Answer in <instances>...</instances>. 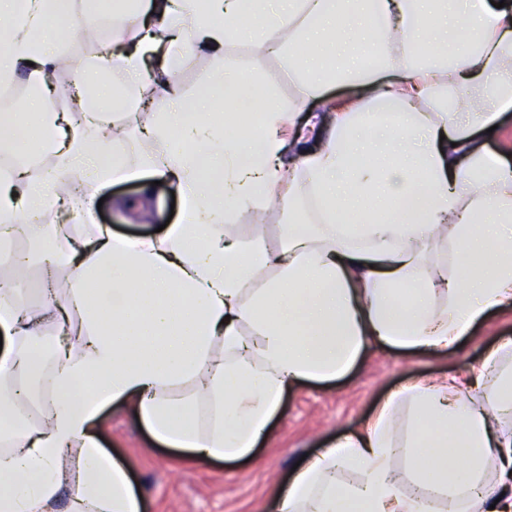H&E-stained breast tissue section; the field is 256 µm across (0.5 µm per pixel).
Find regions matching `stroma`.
I'll use <instances>...</instances> for the list:
<instances>
[{
    "instance_id": "stroma-1",
    "label": "stroma",
    "mask_w": 512,
    "mask_h": 512,
    "mask_svg": "<svg viewBox=\"0 0 512 512\" xmlns=\"http://www.w3.org/2000/svg\"><path fill=\"white\" fill-rule=\"evenodd\" d=\"M218 70L235 78L249 75L283 103L295 94L284 57L268 51L259 40L242 39L225 45L216 55L191 52L174 75L182 98L197 103ZM139 193V181L114 182L95 214L96 223L111 225L115 234L127 238L154 233L171 213L173 191L158 185L157 206L136 219L125 204ZM236 221L266 225L274 241L285 224H313L317 218L298 202L290 207L272 204L243 209ZM506 336L512 337V307L489 314L458 349L447 353L369 349L344 378L330 384L305 383L289 390L266 439L243 462L191 460L188 452L157 443L137 413L119 404L102 410L99 440L132 479L142 502L141 512H277L280 487L302 456L328 447L343 433L365 427L388 394L405 382L448 374L465 376L478 370L486 349Z\"/></svg>"
}]
</instances>
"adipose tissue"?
<instances>
[{"instance_id": "obj_1", "label": "adipose tissue", "mask_w": 512, "mask_h": 512, "mask_svg": "<svg viewBox=\"0 0 512 512\" xmlns=\"http://www.w3.org/2000/svg\"><path fill=\"white\" fill-rule=\"evenodd\" d=\"M72 10L73 0H0V85L25 66L39 88L22 113H0V141H18L28 112L55 145L50 167L0 173V512H51L65 490L69 512H141L100 445L108 404L132 405L156 439L194 459L237 460L296 384L339 379L373 346L454 350L512 306V166L477 137L512 110V0H208L204 14L196 0H149L128 10L107 63L135 111L151 115L152 181L183 201L179 223L138 239L93 221L97 196L130 170L102 162L124 129L98 67H77L62 49ZM270 27L296 94L264 109L260 135L223 74L205 111L173 82L143 79L145 57L171 75L187 47L218 53ZM135 30L133 51L116 52ZM361 40L376 64L353 51ZM65 69L76 74L68 88L56 83ZM335 84L349 89L345 104L303 115ZM63 95L71 107L60 112ZM228 119L237 132L225 133ZM288 146L301 163L287 176ZM302 198L318 201V224L288 225L274 246L241 240L238 211ZM62 211L81 225L48 223ZM29 213L36 223H19ZM340 214L354 223L337 224ZM26 239L49 256L35 293L20 262ZM266 269L276 277L259 279ZM26 379L40 407L33 425L19 412ZM345 470L359 481L341 483ZM408 483L448 512H512V338L475 377L392 392L366 429L297 468L278 512H424Z\"/></svg>"}]
</instances>
